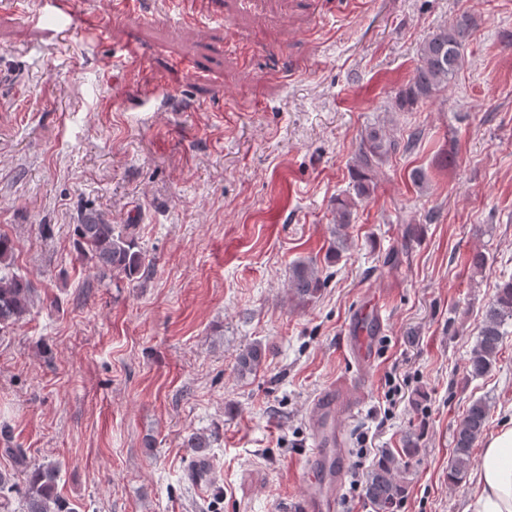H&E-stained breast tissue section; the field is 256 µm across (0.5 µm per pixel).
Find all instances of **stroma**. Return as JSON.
<instances>
[{
    "label": "stroma",
    "mask_w": 512,
    "mask_h": 512,
    "mask_svg": "<svg viewBox=\"0 0 512 512\" xmlns=\"http://www.w3.org/2000/svg\"><path fill=\"white\" fill-rule=\"evenodd\" d=\"M127 5L133 17L111 19ZM466 65L395 112L418 45L460 13ZM0 0V233L39 287L0 331V472L7 448L62 465L76 512H299L312 401L357 367L351 314L379 297L362 411L344 421L347 476L421 435L398 512H467L448 481L469 404L512 421V321L481 378L468 359L512 278V0ZM423 138L378 170L339 259L333 203L368 127ZM427 174L414 185L413 170ZM137 223L153 273L112 285L73 248L81 213ZM483 252L487 263L474 269ZM314 260L312 303L287 287ZM266 352L239 378L247 346ZM408 378L388 421L387 373ZM209 440L193 449L191 433ZM374 436L369 457L357 438Z\"/></svg>",
    "instance_id": "obj_1"
}]
</instances>
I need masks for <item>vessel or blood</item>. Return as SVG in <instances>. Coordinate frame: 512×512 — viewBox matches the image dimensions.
Instances as JSON below:
<instances>
[{
    "label": "vessel or blood",
    "mask_w": 512,
    "mask_h": 512,
    "mask_svg": "<svg viewBox=\"0 0 512 512\" xmlns=\"http://www.w3.org/2000/svg\"><path fill=\"white\" fill-rule=\"evenodd\" d=\"M379 319V306L371 302L357 308L349 319V334L342 346L359 371H366L373 363L375 339L369 327ZM363 392V382L357 379L328 388L312 402L308 414L312 431L308 493L301 502L303 512H337L346 458V441L338 419L356 414L363 403Z\"/></svg>",
    "instance_id": "obj_1"
}]
</instances>
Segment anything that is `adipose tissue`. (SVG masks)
Returning a JSON list of instances; mask_svg holds the SVG:
<instances>
[{
  "label": "adipose tissue",
  "instance_id": "adipose-tissue-1",
  "mask_svg": "<svg viewBox=\"0 0 512 512\" xmlns=\"http://www.w3.org/2000/svg\"><path fill=\"white\" fill-rule=\"evenodd\" d=\"M472 488L473 512H512V425L490 435Z\"/></svg>",
  "mask_w": 512,
  "mask_h": 512
}]
</instances>
